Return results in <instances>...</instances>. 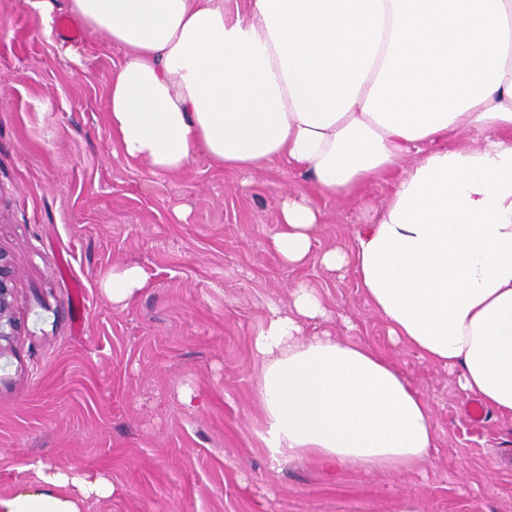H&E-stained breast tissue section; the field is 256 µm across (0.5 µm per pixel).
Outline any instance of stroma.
<instances>
[{
    "mask_svg": "<svg viewBox=\"0 0 512 512\" xmlns=\"http://www.w3.org/2000/svg\"><path fill=\"white\" fill-rule=\"evenodd\" d=\"M38 29L22 0H0V248L14 257L25 323L0 358V493L42 459L112 481V498L86 512H512V421L471 422L455 375L393 343L353 274L313 260L292 269L272 250L278 199L303 178L202 156L154 177L112 140L104 104L122 51L102 47L75 68L57 57L60 34ZM380 199L376 184L359 201L319 199L316 250L350 246L362 204ZM132 263L148 283L112 304L101 279ZM302 279L339 313L337 335L393 357L429 397L430 463L348 470L333 484L310 463L271 467L252 341Z\"/></svg>",
    "mask_w": 512,
    "mask_h": 512,
    "instance_id": "obj_1",
    "label": "stroma"
}]
</instances>
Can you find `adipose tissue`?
<instances>
[{
	"instance_id": "obj_1",
	"label": "adipose tissue",
	"mask_w": 512,
	"mask_h": 512,
	"mask_svg": "<svg viewBox=\"0 0 512 512\" xmlns=\"http://www.w3.org/2000/svg\"><path fill=\"white\" fill-rule=\"evenodd\" d=\"M88 41L123 58L107 84L112 138L130 161L175 175L197 157L302 175L282 196L272 248L295 268L353 274L394 342L457 376L461 397L512 419V0H68ZM470 136L466 146L458 135ZM379 184L351 247L314 252V196ZM112 269L104 295L145 288ZM253 339L258 433L273 463L413 470L438 448L432 407L398 363L337 336L318 288L289 287ZM0 495V512H84L112 497L103 475L44 461Z\"/></svg>"
}]
</instances>
